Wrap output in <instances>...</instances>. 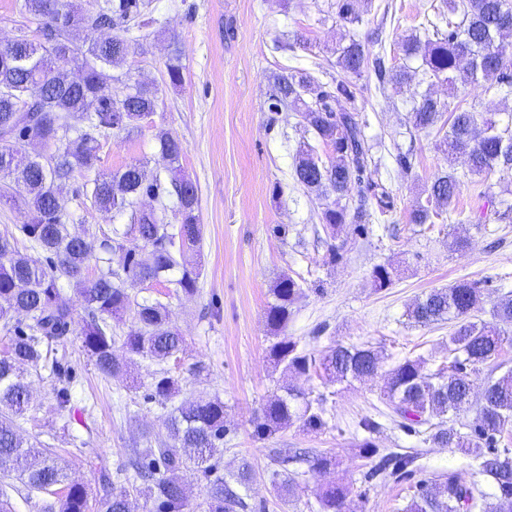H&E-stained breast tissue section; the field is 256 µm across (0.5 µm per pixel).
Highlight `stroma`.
Returning <instances> with one entry per match:
<instances>
[{"instance_id":"obj_1","label":"stroma","mask_w":512,"mask_h":512,"mask_svg":"<svg viewBox=\"0 0 512 512\" xmlns=\"http://www.w3.org/2000/svg\"><path fill=\"white\" fill-rule=\"evenodd\" d=\"M438 0H362L361 21L335 23L336 0H152L158 37L131 44L127 61L109 68L113 94L139 81L159 90V105L150 122L109 137L100 152L101 168L113 171L141 161L167 177L155 135L165 129L186 146L180 161L198 189L203 240L190 255L201 275L198 291L187 296L169 284H137L130 292L167 304L171 319L186 338V349L171 372L178 377L183 400L220 397L224 402V454L217 473L228 476L248 460L254 479L244 490L247 512H318V495L328 484L349 487L351 508L363 512H402L417 478L369 477L371 463L362 458L363 418L379 423L369 435L383 451L418 454L419 478L455 472L473 480L467 458L455 448H441L408 432L389 415L383 396L385 371L405 359H423L426 371L448 360V328L421 326L407 317L408 307L431 290L465 280L482 290L489 319L493 302L512 291V167L473 176L464 159L449 163L436 133L415 131L410 122L414 92L431 91L447 101L448 88L428 84L418 75V61H404L403 36L432 14ZM303 34L307 45L296 42ZM369 40L371 53H384L386 67L409 65L410 88L379 90L372 68L344 76L336 65V46L349 38ZM179 53L184 81L171 87L165 64ZM303 69L319 82L347 79L354 96L338 106L359 113L364 134L380 163L378 182L388 195L387 210L369 199L362 221H348L335 244L342 257L325 262V234L318 220V200L292 178L300 143L313 141L301 117L271 112L275 75ZM465 108L494 113L500 125L512 122V97L487 93L483 86L459 89ZM412 160L397 166V155ZM455 167L461 180L457 205L477 225L454 219L415 224L410 213L425 200L435 174ZM77 181L60 190L62 204L100 235L129 223V213H105L80 206ZM466 232L471 245L450 247L454 232ZM389 265L397 276L389 288L375 291L373 271ZM301 280L303 293L293 303L286 333L307 351L335 344L369 345L381 353L378 375L352 383H328L319 377L302 381L312 396H323L326 427L310 433L289 427L257 438L254 418L281 394L289 379L275 368L266 312L272 289L282 274ZM62 370L70 383L71 409L58 408L48 375H31V406L21 423L22 435L54 440L70 480L88 489L97 486L96 471L122 468L130 448L165 436L167 411L148 400L156 364L138 362L127 375L101 377L78 347H71ZM273 448L331 452L336 467L312 470L300 464L290 503L273 489Z\"/></svg>"}]
</instances>
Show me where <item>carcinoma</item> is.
Returning a JSON list of instances; mask_svg holds the SVG:
<instances>
[{"label":"carcinoma","instance_id":"cac0c4a2","mask_svg":"<svg viewBox=\"0 0 512 512\" xmlns=\"http://www.w3.org/2000/svg\"><path fill=\"white\" fill-rule=\"evenodd\" d=\"M359 0H336V19L355 24L361 21L355 4ZM23 9L37 21L36 40L20 35L0 48V202L12 203L23 214L16 230L32 247L47 253V264L38 265L20 254L15 237L0 235V327L9 336L0 351V465L12 469L29 493H51L50 512H92L87 489L67 483L62 460L33 436L23 439L19 421L30 403L29 383L23 367L50 369L58 382L67 357L75 307L60 302L65 283L78 288L85 316L79 332L80 348L104 377L122 375L136 361L164 364L177 359L185 338L172 323L168 307L158 300H139L127 283L167 281L179 292L193 295L198 290V268L188 265L186 253L200 248L201 224L196 184L183 174L182 141L163 130L158 133L162 156L170 165L171 178L160 176L140 162L116 171L98 172L102 140L109 135L140 126L143 118L156 112L159 103L155 85L138 82L121 96L112 94L105 68L125 62L131 47L130 25L151 26L149 0H98L93 11L75 7L71 0H24ZM436 21L418 27L401 43L407 58L421 60L423 75L455 90L483 81L496 95L512 94V0H442L434 7ZM73 28L102 29L105 38L92 36L80 45L67 36ZM337 66L358 75L372 65L378 75L385 72L384 59H369L365 44L356 38L337 50ZM76 66L81 75L73 80L64 66ZM169 85L183 83L184 67L179 55L165 64ZM351 99L353 91L343 80L326 87L303 70L277 79L271 110L297 112L321 143L332 150L322 157L313 146L303 144L296 152L292 178L307 193L321 201L318 219L328 238L347 222V205L353 188L378 172L372 146L356 112H336L331 101ZM30 102L20 111V104ZM418 132H444L441 146L448 165L460 156L468 171L481 176L498 166L512 167V126L452 101L444 104L428 91L414 99L411 112ZM35 138L47 155L15 162L28 139ZM87 177L78 196L101 211L131 210V223L112 235L98 236L77 224L64 212L60 186L75 173ZM459 178L449 171L434 178L425 202L411 212L414 224H432L449 213L457 200ZM152 195L160 207L134 209L136 201ZM180 219L178 233L170 232L168 212ZM124 253L121 271L109 266L111 256ZM394 268L379 265L373 284L382 291L393 284ZM302 293V285L288 274L273 288L275 302L267 309V323L275 331L269 349L275 366L286 375L328 382L362 380L378 370V353L370 347L337 345L318 355L298 349L283 334L290 306ZM481 290L468 281L433 289L416 300L408 311L415 323L428 326L453 324L448 349L454 354L448 368L424 372V361L406 359L385 375L384 398L402 425L426 436V440L448 448H461L475 473L490 487L468 483L450 473L437 480L423 479L406 512H512V448L498 447V436L512 429V368L486 382L478 402H473L469 372L490 364L502 367L504 346L512 342L507 326L512 325V294L505 293L490 310L492 321L476 322L472 313L480 303ZM130 323L123 337L113 325ZM151 398L165 406L180 391L170 371H157L150 384ZM476 409L477 423L463 432L448 424V413L458 416ZM325 409L298 385L284 387L255 418L257 433L270 436L296 425L318 432L325 426ZM224 401L218 397L183 401L167 416V439L155 448L129 449L124 472L133 475L98 478L102 512H132L130 496L136 492L152 504L150 512H191L186 485L179 473L195 471L207 480V512H243L247 503L241 489L248 488L254 472L242 462L226 480L212 476L215 458L224 447ZM362 457L376 459L371 475L384 472L413 476L419 470L418 455L382 454L368 438L359 443ZM271 460L285 474L277 492L291 497L296 474L288 465L304 462L314 470H326L335 457L325 451L302 456L289 448L271 449ZM350 490L333 485L319 494V512H346Z\"/></svg>","mask_w":512,"mask_h":512}]
</instances>
